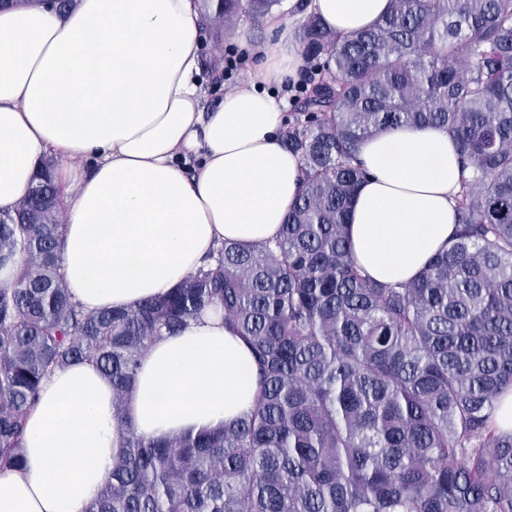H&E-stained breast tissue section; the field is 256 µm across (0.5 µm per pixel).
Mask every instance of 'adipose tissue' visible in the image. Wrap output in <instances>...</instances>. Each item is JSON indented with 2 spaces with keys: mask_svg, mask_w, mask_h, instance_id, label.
Instances as JSON below:
<instances>
[{
  "mask_svg": "<svg viewBox=\"0 0 512 512\" xmlns=\"http://www.w3.org/2000/svg\"><path fill=\"white\" fill-rule=\"evenodd\" d=\"M389 0H304L341 36L370 27ZM279 53L252 48V77L210 112L200 104L196 0H55L0 5V211L14 210L45 159L58 163L63 268L90 310L132 307L193 274L210 249L273 239L298 197L302 161L282 144L297 79L292 30L268 21ZM354 200V259L383 284L413 279L456 226L461 164L447 131L400 128L365 141ZM247 346L208 309L155 342L129 405L137 434L161 439L235 420L250 407ZM118 451L112 384L76 362L44 384L27 419L24 470L0 471V512H84Z\"/></svg>",
  "mask_w": 512,
  "mask_h": 512,
  "instance_id": "adipose-tissue-1",
  "label": "adipose tissue"
}]
</instances>
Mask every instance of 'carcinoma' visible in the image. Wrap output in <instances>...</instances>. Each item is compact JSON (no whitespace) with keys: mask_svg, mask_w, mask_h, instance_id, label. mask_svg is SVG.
I'll return each instance as SVG.
<instances>
[{"mask_svg":"<svg viewBox=\"0 0 512 512\" xmlns=\"http://www.w3.org/2000/svg\"><path fill=\"white\" fill-rule=\"evenodd\" d=\"M282 0H202L216 36ZM307 64L282 144L301 194L279 236L226 241L166 294L88 310L67 286L51 159L0 214V470L24 465L43 384L75 362L112 383L120 451L84 512H512V0H390L341 37L299 27ZM448 132L461 160L456 232L405 284L353 259L362 143ZM210 307L250 348V408L151 440L127 411L140 359Z\"/></svg>","mask_w":512,"mask_h":512,"instance_id":"obj_1","label":"carcinoma"}]
</instances>
